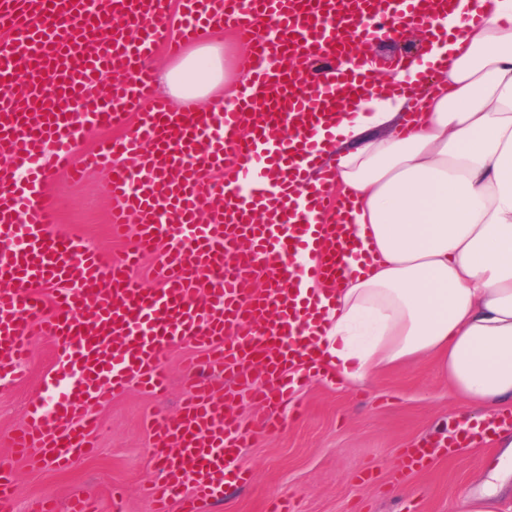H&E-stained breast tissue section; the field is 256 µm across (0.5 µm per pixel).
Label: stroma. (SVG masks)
I'll list each match as a JSON object with an SVG mask.
<instances>
[{"mask_svg":"<svg viewBox=\"0 0 512 512\" xmlns=\"http://www.w3.org/2000/svg\"><path fill=\"white\" fill-rule=\"evenodd\" d=\"M45 188L57 228L106 258L121 254L123 243L109 232L112 196L105 172L73 182L54 170ZM31 343L23 377L0 392V462L15 472L11 512H34L35 501L44 496L54 497L65 512L75 494L94 497L99 512H151L140 489L159 478L160 470L148 423L156 413L179 408L181 377L194 347L180 344L166 352L171 379L166 394L154 396L132 383L112 403L93 406L104 426L96 451L59 469L48 462L30 466L13 460L7 447L54 366L53 343L36 334ZM474 413L452 400L428 360L385 371L358 386L303 383L282 408V430L243 448L250 483L227 488L222 500L202 505L200 512H267L274 497L288 498L296 512H451L459 496L480 493L484 482L495 481L499 448H461L401 480L398 458L409 443L439 437L449 415Z\"/></svg>","mask_w":512,"mask_h":512,"instance_id":"35a3bbf8","label":"stroma"}]
</instances>
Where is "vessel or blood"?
Listing matches in <instances>:
<instances>
[{
	"label": "vessel or blood",
	"mask_w": 512,
	"mask_h": 512,
	"mask_svg": "<svg viewBox=\"0 0 512 512\" xmlns=\"http://www.w3.org/2000/svg\"><path fill=\"white\" fill-rule=\"evenodd\" d=\"M456 3L108 0L103 12L86 0H0L8 35L0 45V384L20 376L31 322L58 349L46 398L11 440L15 455L64 468L91 453L99 423L89 404L109 402L132 381L163 392L166 350L189 342L199 355L181 409L150 424L161 470L146 491L152 512L175 503L195 512L221 498L225 484L247 481L248 468L229 461L280 428L297 380L324 376L306 339L321 325L315 285L349 270L353 231L329 200L334 172L321 165L322 143L350 100L374 93L371 74L389 62L348 54L346 39L355 30L370 45L390 41L401 24L427 42L434 19ZM210 27L246 45L250 78L219 108L201 111L191 99L172 108L155 95L146 62L160 48L179 54ZM87 127L119 135L84 152ZM49 144L72 175L108 170L112 235L131 239L120 261L51 224ZM227 166L234 180L214 182ZM154 253L163 284L149 290L129 270ZM253 405L265 414L244 424L235 409ZM507 425L512 413H498L443 443H410L399 471Z\"/></svg>",
	"instance_id": "obj_1"
}]
</instances>
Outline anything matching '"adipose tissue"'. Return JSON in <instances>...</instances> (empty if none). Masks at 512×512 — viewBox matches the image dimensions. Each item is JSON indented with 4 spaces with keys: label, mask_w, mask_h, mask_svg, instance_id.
<instances>
[{
    "label": "adipose tissue",
    "mask_w": 512,
    "mask_h": 512,
    "mask_svg": "<svg viewBox=\"0 0 512 512\" xmlns=\"http://www.w3.org/2000/svg\"><path fill=\"white\" fill-rule=\"evenodd\" d=\"M475 0L436 20L448 37L404 57L337 127L339 196L358 241L317 345L345 383L427 359L453 398L490 412L512 402V0ZM434 63V81L418 79ZM214 45L191 50L167 76L171 95L223 87Z\"/></svg>",
    "instance_id": "ef3b65f1"
}]
</instances>
